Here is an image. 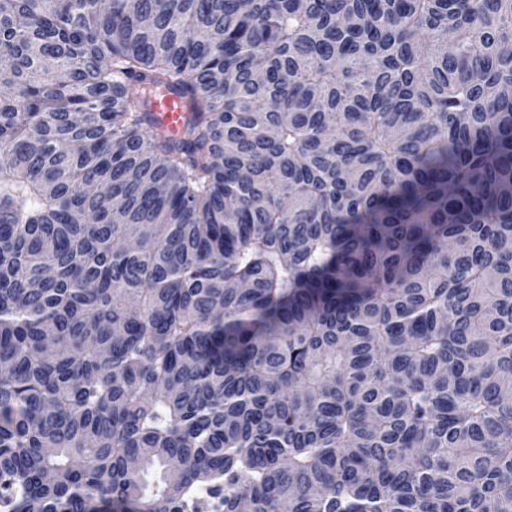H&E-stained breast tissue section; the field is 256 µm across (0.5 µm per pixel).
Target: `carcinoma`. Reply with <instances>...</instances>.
Here are the masks:
<instances>
[{
	"mask_svg": "<svg viewBox=\"0 0 512 512\" xmlns=\"http://www.w3.org/2000/svg\"><path fill=\"white\" fill-rule=\"evenodd\" d=\"M0 82V512H512V0H0ZM185 100L180 95L166 94L153 101V111L172 133H177L182 123Z\"/></svg>",
	"mask_w": 512,
	"mask_h": 512,
	"instance_id": "obj_1",
	"label": "carcinoma"
}]
</instances>
